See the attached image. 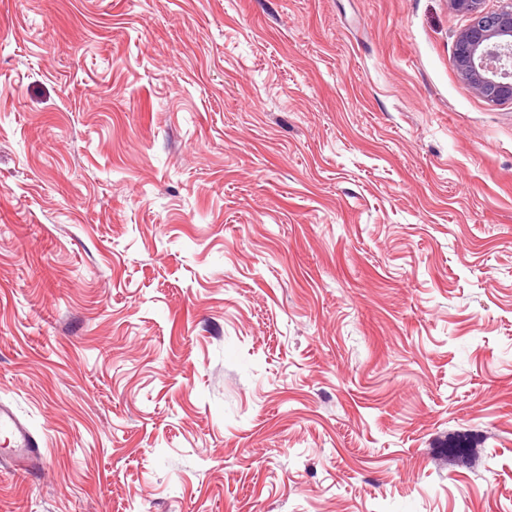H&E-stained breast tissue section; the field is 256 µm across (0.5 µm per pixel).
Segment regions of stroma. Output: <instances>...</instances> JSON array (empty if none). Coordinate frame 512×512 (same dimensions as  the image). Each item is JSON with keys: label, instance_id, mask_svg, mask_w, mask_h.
<instances>
[{"label": "stroma", "instance_id": "1", "mask_svg": "<svg viewBox=\"0 0 512 512\" xmlns=\"http://www.w3.org/2000/svg\"><path fill=\"white\" fill-rule=\"evenodd\" d=\"M469 23L0 0V403L41 452L0 512H512V102Z\"/></svg>", "mask_w": 512, "mask_h": 512}]
</instances>
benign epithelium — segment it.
<instances>
[{
    "label": "benign epithelium",
    "instance_id": "1",
    "mask_svg": "<svg viewBox=\"0 0 512 512\" xmlns=\"http://www.w3.org/2000/svg\"><path fill=\"white\" fill-rule=\"evenodd\" d=\"M453 2L474 17L457 42L458 70L489 101L512 100V74L501 71L503 58H512V0L495 13L482 12V0Z\"/></svg>",
    "mask_w": 512,
    "mask_h": 512
}]
</instances>
